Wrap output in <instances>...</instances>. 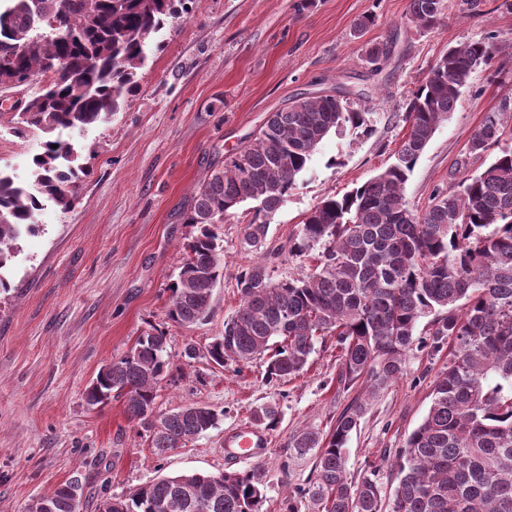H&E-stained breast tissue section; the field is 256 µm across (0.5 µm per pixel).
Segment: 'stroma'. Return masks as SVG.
Returning a JSON list of instances; mask_svg holds the SVG:
<instances>
[{"instance_id": "1", "label": "stroma", "mask_w": 512, "mask_h": 512, "mask_svg": "<svg viewBox=\"0 0 512 512\" xmlns=\"http://www.w3.org/2000/svg\"><path fill=\"white\" fill-rule=\"evenodd\" d=\"M409 0H193L188 17L162 29L138 71L136 96L108 121L66 130L82 148L87 175L68 211L47 205L35 234L18 242L0 291V512H29L41 495L74 476L85 478L81 512L101 496H125L161 475L259 470L262 512H284L289 492L316 476L315 452L288 448L303 428L328 431L353 398L340 391L334 338L317 339L306 371L266 383L262 355L240 369L205 360L185 362L186 344L205 347L237 310L239 271L262 260L241 246L251 203L239 205L219 229L224 275L210 315L190 328L167 318L169 287L195 234L186 224L204 178L244 146L285 104L331 94L367 115V129L331 131L298 176L269 225V247L287 246L323 198L361 186L393 160L408 131L410 92L448 48L496 35L506 48L476 69L455 112L440 124L405 184L412 209L423 210L435 189L457 182L458 164L488 113L512 104V0H484L471 16L446 0L433 27L409 23ZM372 23L357 30L364 17ZM390 45L372 62L373 45ZM28 85L0 88V168L29 177L40 136L11 132L15 106ZM157 326L167 333L172 371L156 405L168 412L189 403L221 411L222 419L185 447L155 456L147 432L129 420L122 401L92 408L84 391L104 365L130 352ZM447 353L416 349L406 373L372 402L348 443L352 480L369 476L383 489L387 459L421 423ZM280 420L267 453L235 462L224 436L264 405Z\"/></svg>"}]
</instances>
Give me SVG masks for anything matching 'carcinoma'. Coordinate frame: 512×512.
<instances>
[{
	"label": "carcinoma",
	"instance_id": "carcinoma-1",
	"mask_svg": "<svg viewBox=\"0 0 512 512\" xmlns=\"http://www.w3.org/2000/svg\"><path fill=\"white\" fill-rule=\"evenodd\" d=\"M0 5V86L37 85L14 113L19 138L46 135L31 158L33 182L0 170V271L15 257L22 230L37 226L44 202L62 211L86 175L82 154L55 136L120 111L138 89L145 48L188 0H4ZM444 0H409L408 18L436 25ZM495 37L451 47L412 91L408 133L394 161L363 185L311 209L288 255L313 258L300 277L274 280L264 261L239 273L241 302L224 334L205 349L184 346L222 368L274 349L264 378L300 374L320 336L339 349L338 383L362 390L328 433L303 429L288 443L297 455L318 449L316 477L288 496L285 512H382L378 481L349 478L347 445L377 395L405 373L408 353L448 349L431 403L403 448L389 460L395 487L390 512H512V148L482 170L433 193L412 211L405 184L441 122L455 110L473 70L500 52ZM502 111L472 134L468 154L498 146ZM362 113L334 95L301 98L271 113L258 133L204 181L185 223L197 228L170 286L168 319L190 328L207 318L224 274L218 225L252 201L242 233L246 251L266 248L270 218L286 201L319 143L333 129L363 126ZM429 318L424 335L419 322ZM170 369L165 331L139 336L127 355L104 366L86 387L87 405L121 398L161 456L215 427L224 411L198 403L156 414L157 388ZM273 429L278 411L253 413ZM85 481L75 477L41 496L31 512H79ZM258 472L163 476L125 497H103L97 512H262Z\"/></svg>",
	"mask_w": 512,
	"mask_h": 512
}]
</instances>
